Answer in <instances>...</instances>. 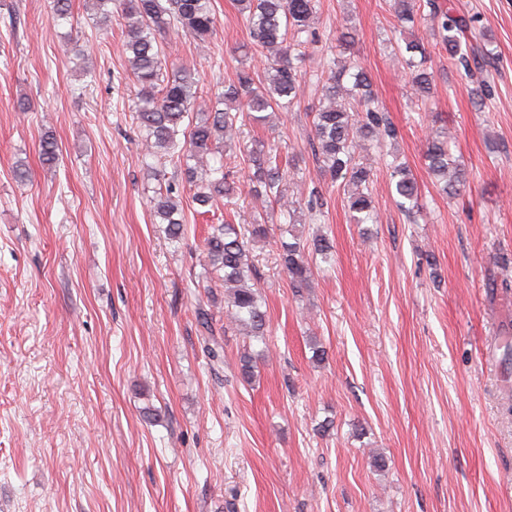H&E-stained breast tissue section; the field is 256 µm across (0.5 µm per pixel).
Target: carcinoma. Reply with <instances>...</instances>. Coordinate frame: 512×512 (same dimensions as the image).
<instances>
[{
  "label": "carcinoma",
  "instance_id": "1",
  "mask_svg": "<svg viewBox=\"0 0 512 512\" xmlns=\"http://www.w3.org/2000/svg\"><path fill=\"white\" fill-rule=\"evenodd\" d=\"M249 27L251 44L269 55L266 82L257 83L251 71L243 69L237 81L224 90L218 107L210 112H192L197 98L195 72L184 63L162 67L163 47L158 35L169 29L182 30L200 43L215 31L216 20L211 0H96L103 15L112 9L125 20L123 52L126 54L134 88V113L143 134L146 156L157 159L152 168L157 182L165 179L163 166L172 162L182 179L193 189L192 201L208 213L209 208L235 191L224 174V161L215 160L220 144H228L248 118L264 123L275 112L288 111L300 98L302 77L291 58L295 47L312 43L316 0H238ZM416 0H391L397 23L415 20ZM432 35L454 64L465 74L472 68L493 67L497 58L488 50H477L469 20L455 15L436 0H429ZM398 57L417 98L426 100L434 91V76L424 66L423 39L405 38ZM324 105L314 113L313 145L320 174L331 182H341L346 204L356 224H374L377 215L369 183L372 169L359 163L356 151L366 142L380 147L397 138L398 130L375 106L370 78L356 61L329 68L321 86ZM58 142L51 134L40 141L42 163L58 160ZM271 145L257 140L248 151L249 180L253 197L280 205L285 223L280 225L281 265L287 270L290 285L299 294L309 287L313 275L312 256L325 263L333 254V244L317 236L305 244L295 233L296 202L286 200L283 181L286 172L273 157ZM428 173L439 190L452 196L466 182V173L453 160L448 137L437 131L426 141L424 153ZM395 202L407 215L422 208L418 183L407 166L390 164ZM175 186L167 184L152 198L153 213L166 225L168 238L182 239L184 215L174 199ZM266 234L263 224H212L205 238V257L197 284H205L214 273H223L224 309L230 322L251 340L266 342V312L258 289L256 269L251 261L249 243Z\"/></svg>",
  "mask_w": 512,
  "mask_h": 512
}]
</instances>
